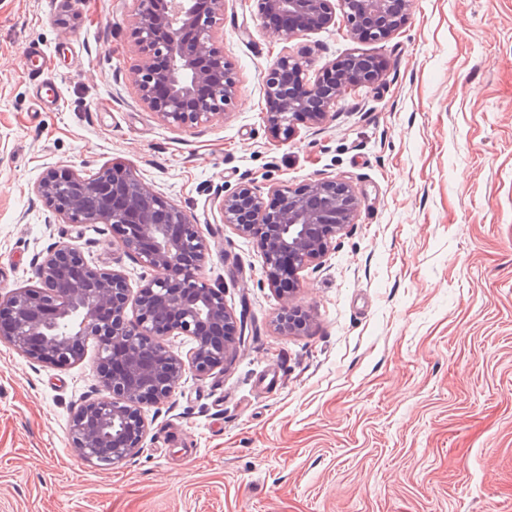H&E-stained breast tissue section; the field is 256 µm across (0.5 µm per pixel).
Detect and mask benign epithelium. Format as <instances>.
<instances>
[{
    "label": "benign epithelium",
    "mask_w": 512,
    "mask_h": 512,
    "mask_svg": "<svg viewBox=\"0 0 512 512\" xmlns=\"http://www.w3.org/2000/svg\"><path fill=\"white\" fill-rule=\"evenodd\" d=\"M131 34L137 48L133 65L141 101L170 126H192L223 113L235 94L236 79L224 61L217 23L224 0H135ZM262 17L277 15L274 27L285 40L328 25L331 0H257ZM351 35L381 41L405 16L393 0H338ZM373 59L350 55L326 64L315 80L302 63L283 56L263 74L268 120L283 134L297 116L325 119L348 85L371 84L381 73ZM54 213L69 224H111L122 248L156 275L141 286L133 317L130 288L120 273L93 268L80 250L64 245L38 266L39 288L0 290V339L26 356L62 368L79 358L77 347L98 346L106 395L79 405L70 435L80 457L90 463L120 464L138 453L146 433L142 405L168 398L187 374L203 375L228 362L235 351L237 322L224 292L202 276L207 246L192 217L144 184L127 166L84 177L69 166L48 172L35 186ZM357 199L336 179L314 180L299 190L272 187L266 196L243 184L224 196L223 222L257 246L270 286L279 288L283 266L292 276L321 261L336 234L353 223ZM280 330L295 335L306 322L287 320ZM190 337L187 359L175 355L166 338Z\"/></svg>",
    "instance_id": "obj_1"
}]
</instances>
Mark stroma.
<instances>
[{"mask_svg": "<svg viewBox=\"0 0 512 512\" xmlns=\"http://www.w3.org/2000/svg\"><path fill=\"white\" fill-rule=\"evenodd\" d=\"M134 8L0 0V289L38 287L36 263L74 245L138 294L152 272L117 230L64 223L34 190L121 163L192 216L244 332L230 363L143 407L118 465L69 437L104 394L96 343L58 368L0 341V512H512V0H411L382 41L340 15L287 41L257 0H224L234 97L180 128L137 94ZM351 54L384 61L378 81L276 132L263 73ZM320 178L349 185L356 218L285 297L224 195ZM290 303L309 315L297 335L278 328Z\"/></svg>", "mask_w": 512, "mask_h": 512, "instance_id": "obj_1", "label": "stroma"}]
</instances>
